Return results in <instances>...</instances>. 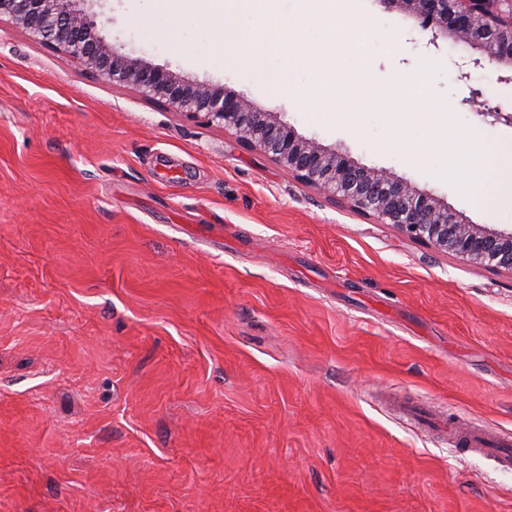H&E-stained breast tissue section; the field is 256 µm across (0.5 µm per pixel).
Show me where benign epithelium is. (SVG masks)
Returning a JSON list of instances; mask_svg holds the SVG:
<instances>
[{"mask_svg":"<svg viewBox=\"0 0 512 512\" xmlns=\"http://www.w3.org/2000/svg\"><path fill=\"white\" fill-rule=\"evenodd\" d=\"M86 0H0V18L9 17L34 39L69 56L85 69L130 85L145 99H160L190 119L219 127L245 147L259 151L300 181L326 191L352 211L390 224L411 240L457 260L512 274V229L468 224L463 212L390 172L365 168L349 156L300 135L278 113L251 106L220 85L199 86L178 73L112 49L83 16ZM386 11L405 12L429 43L465 40L480 56L471 71L491 64L500 83L512 82V0H376ZM479 112L512 125V113L483 105Z\"/></svg>","mask_w":512,"mask_h":512,"instance_id":"1","label":"benign epithelium"}]
</instances>
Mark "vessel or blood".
Returning a JSON list of instances; mask_svg holds the SVG:
<instances>
[{"instance_id":"b4317fda","label":"vessel or blood","mask_w":512,"mask_h":512,"mask_svg":"<svg viewBox=\"0 0 512 512\" xmlns=\"http://www.w3.org/2000/svg\"><path fill=\"white\" fill-rule=\"evenodd\" d=\"M416 425L449 436L461 438L466 452L496 460L500 465L512 468V436L493 433L481 427L448 423L441 413L421 410L415 417Z\"/></svg>"}]
</instances>
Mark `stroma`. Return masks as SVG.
<instances>
[{"label":"stroma","instance_id":"35a3bbf8","mask_svg":"<svg viewBox=\"0 0 512 512\" xmlns=\"http://www.w3.org/2000/svg\"><path fill=\"white\" fill-rule=\"evenodd\" d=\"M88 0L103 39L279 113L302 136L512 227L432 168L214 51L194 18ZM394 35L374 79L435 57L430 92L486 142L463 43L353 0ZM512 434V275L352 212L235 136L143 99L0 20V512H512V468L453 454L397 402Z\"/></svg>","mask_w":512,"mask_h":512}]
</instances>
